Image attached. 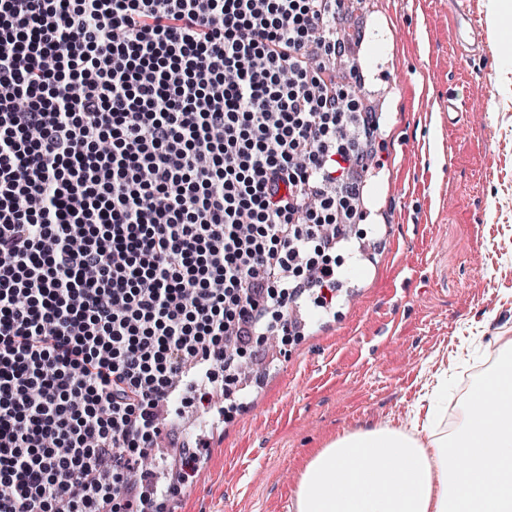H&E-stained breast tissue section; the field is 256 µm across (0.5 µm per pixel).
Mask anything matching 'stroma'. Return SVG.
<instances>
[{"mask_svg": "<svg viewBox=\"0 0 512 512\" xmlns=\"http://www.w3.org/2000/svg\"><path fill=\"white\" fill-rule=\"evenodd\" d=\"M455 0H361L340 37H384L387 53L344 60L376 128L379 163L364 187L365 223L350 242L338 301L299 299L305 324L289 339L246 349L251 377L197 406L208 444L201 470L179 484L177 512H288L306 457L336 433L403 427L424 414L427 367L481 364L512 340V20L492 0H467L482 36L448 37ZM466 109L452 112L449 98Z\"/></svg>", "mask_w": 512, "mask_h": 512, "instance_id": "stroma-1", "label": "stroma"}]
</instances>
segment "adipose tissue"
<instances>
[{
    "label": "adipose tissue",
    "mask_w": 512,
    "mask_h": 512,
    "mask_svg": "<svg viewBox=\"0 0 512 512\" xmlns=\"http://www.w3.org/2000/svg\"><path fill=\"white\" fill-rule=\"evenodd\" d=\"M488 376L497 409L467 408L454 437L439 431L447 388L422 427H359L306 460L290 512H512V341Z\"/></svg>",
    "instance_id": "1"
}]
</instances>
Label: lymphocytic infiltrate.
Here are the masks:
<instances>
[{
	"mask_svg": "<svg viewBox=\"0 0 512 512\" xmlns=\"http://www.w3.org/2000/svg\"><path fill=\"white\" fill-rule=\"evenodd\" d=\"M334 0H0V512L127 495L190 372L332 303L377 163Z\"/></svg>",
	"mask_w": 512,
	"mask_h": 512,
	"instance_id": "lymphocytic-infiltrate-1",
	"label": "lymphocytic infiltrate"
}]
</instances>
